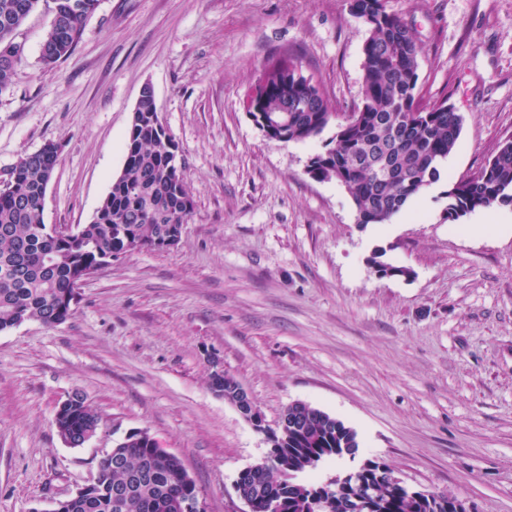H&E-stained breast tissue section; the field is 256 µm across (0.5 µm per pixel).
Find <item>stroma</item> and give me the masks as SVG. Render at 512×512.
Here are the masks:
<instances>
[{
	"mask_svg": "<svg viewBox=\"0 0 512 512\" xmlns=\"http://www.w3.org/2000/svg\"><path fill=\"white\" fill-rule=\"evenodd\" d=\"M389 7L421 50L423 103L448 102L463 127L440 180L385 224L358 223L345 187L308 174L335 126L281 143L244 109L284 51L333 111L359 102L368 28L346 0H99L51 69V14L22 24L23 59L0 90V186L55 143L43 221L89 223L149 84L194 209L174 248L87 278L65 322L0 333V512H51L136 431L181 459L204 512H245L237 476L268 446L212 391L215 361L268 425L305 402L410 489L512 512V207L482 228L476 211L449 221L447 195L512 136V0ZM376 256L410 277H380ZM75 391L101 418L79 447L53 423Z\"/></svg>",
	"mask_w": 512,
	"mask_h": 512,
	"instance_id": "1",
	"label": "stroma"
}]
</instances>
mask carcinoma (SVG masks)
I'll list each match as a JSON object with an SVG mask.
<instances>
[{
    "label": "carcinoma",
    "mask_w": 512,
    "mask_h": 512,
    "mask_svg": "<svg viewBox=\"0 0 512 512\" xmlns=\"http://www.w3.org/2000/svg\"><path fill=\"white\" fill-rule=\"evenodd\" d=\"M369 35L363 46L361 117L336 128L324 151L312 158L308 174L334 180L351 195L360 224H385L428 183L439 180L440 165L454 148L463 117L445 102L424 107L417 94L419 50L408 25L388 7V0H347ZM98 0H0V90L24 55L16 32L39 7L52 14L41 44L40 61L51 67L81 40L84 23ZM302 65L290 56L256 78L264 87L255 108L275 122L274 137L304 141L319 136L333 112L319 87L298 75ZM129 126L125 160L90 223L69 241L51 235L43 222V199L58 154L22 157L0 189V332L24 321L60 324L73 313L65 305L76 279L100 270L112 257L137 250H156V239L182 233L193 211L176 162L177 148L156 127V108L145 98ZM407 113L417 114L408 123ZM494 205L512 206V139L500 143L477 175L448 189V220L457 221ZM59 434L78 443L100 425L96 410L74 395L64 415L54 417ZM268 444L277 461L248 466L237 492L256 498L255 512H268L275 501L280 512H455L457 497L400 487L393 472L376 460H365L346 479L345 491L329 494L324 484L304 475L329 458L356 455L357 432L335 416L304 402L283 412L269 430ZM155 438L135 432L112 448L99 466L97 494L71 499L62 512H178L186 494L182 462L156 452ZM128 486L127 508L113 506L112 488Z\"/></svg>",
    "instance_id": "cac0c4a2"
}]
</instances>
